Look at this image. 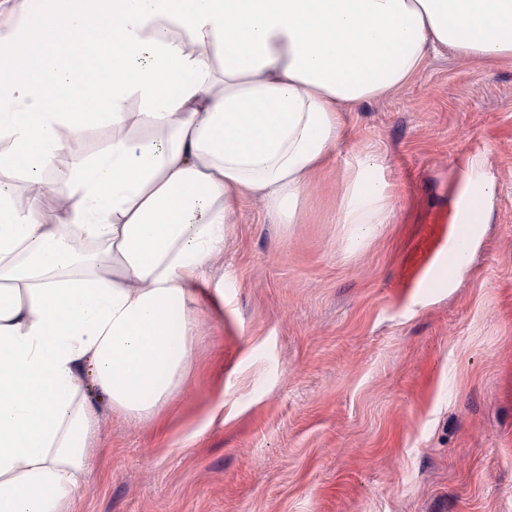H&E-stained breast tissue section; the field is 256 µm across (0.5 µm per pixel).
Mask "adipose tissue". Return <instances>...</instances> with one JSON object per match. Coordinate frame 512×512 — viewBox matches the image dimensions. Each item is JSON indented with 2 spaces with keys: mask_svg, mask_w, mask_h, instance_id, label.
<instances>
[{
  "mask_svg": "<svg viewBox=\"0 0 512 512\" xmlns=\"http://www.w3.org/2000/svg\"><path fill=\"white\" fill-rule=\"evenodd\" d=\"M0 36V512H75L100 414L155 419L192 366L190 308L240 201L296 223L355 105L403 88L442 48L512 61V0H37ZM108 89L59 110L88 81L60 47L105 26ZM48 55L26 58L35 41ZM112 138L42 206L64 139ZM24 179L25 204L13 197ZM355 244L391 219V185L361 153L338 183Z\"/></svg>",
  "mask_w": 512,
  "mask_h": 512,
  "instance_id": "obj_1",
  "label": "adipose tissue"
}]
</instances>
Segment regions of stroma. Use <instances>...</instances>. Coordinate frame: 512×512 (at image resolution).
<instances>
[{
    "instance_id": "obj_1",
    "label": "stroma",
    "mask_w": 512,
    "mask_h": 512,
    "mask_svg": "<svg viewBox=\"0 0 512 512\" xmlns=\"http://www.w3.org/2000/svg\"><path fill=\"white\" fill-rule=\"evenodd\" d=\"M109 140L86 130L46 181ZM363 151L392 218L352 248L338 181ZM475 160L494 193L452 280ZM197 288L182 391L148 422L100 401L76 512H512V62L432 56L349 112L297 223L243 201Z\"/></svg>"
}]
</instances>
